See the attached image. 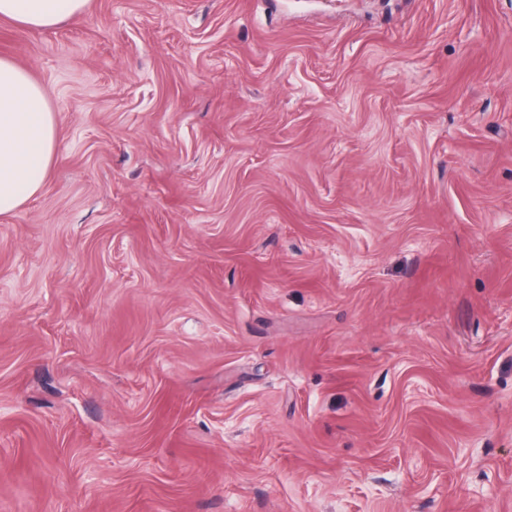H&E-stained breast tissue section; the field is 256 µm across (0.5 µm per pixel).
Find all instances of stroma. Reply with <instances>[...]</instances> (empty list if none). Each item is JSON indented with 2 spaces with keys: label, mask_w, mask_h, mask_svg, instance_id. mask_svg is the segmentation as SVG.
<instances>
[{
  "label": "stroma",
  "mask_w": 512,
  "mask_h": 512,
  "mask_svg": "<svg viewBox=\"0 0 512 512\" xmlns=\"http://www.w3.org/2000/svg\"><path fill=\"white\" fill-rule=\"evenodd\" d=\"M0 57L57 124L0 512H512V0H89Z\"/></svg>",
  "instance_id": "35a3bbf8"
}]
</instances>
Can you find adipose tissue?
Wrapping results in <instances>:
<instances>
[{"mask_svg":"<svg viewBox=\"0 0 512 512\" xmlns=\"http://www.w3.org/2000/svg\"><path fill=\"white\" fill-rule=\"evenodd\" d=\"M88 0H0V18L51 28L83 12ZM55 115L32 77L0 58V215L17 211L45 182L55 157Z\"/></svg>","mask_w":512,"mask_h":512,"instance_id":"1","label":"adipose tissue"}]
</instances>
